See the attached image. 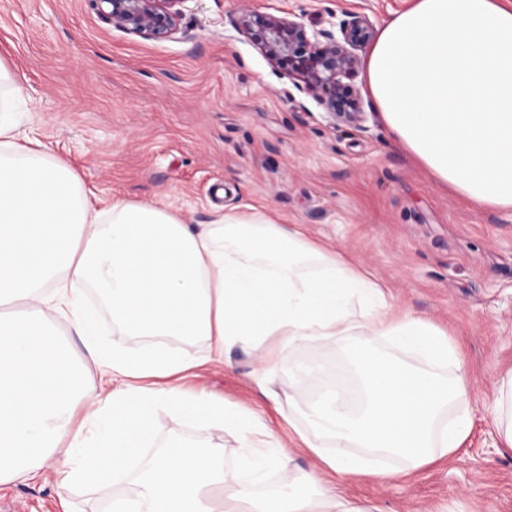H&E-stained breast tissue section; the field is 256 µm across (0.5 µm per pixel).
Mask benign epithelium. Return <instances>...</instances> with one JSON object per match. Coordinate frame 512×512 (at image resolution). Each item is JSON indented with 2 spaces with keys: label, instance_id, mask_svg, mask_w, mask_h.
Instances as JSON below:
<instances>
[{
  "label": "benign epithelium",
  "instance_id": "7a95c632",
  "mask_svg": "<svg viewBox=\"0 0 512 512\" xmlns=\"http://www.w3.org/2000/svg\"><path fill=\"white\" fill-rule=\"evenodd\" d=\"M101 19L129 34L165 41L180 29L188 0H91ZM329 29L309 28L301 21L245 11L235 22L239 33L268 59L298 77L300 90L327 111L334 124L365 129L366 112L357 91L347 83L357 72V51L371 39L366 16L345 12Z\"/></svg>",
  "mask_w": 512,
  "mask_h": 512
}]
</instances>
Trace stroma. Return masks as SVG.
Here are the masks:
<instances>
[{
	"label": "stroma",
	"mask_w": 512,
	"mask_h": 512,
	"mask_svg": "<svg viewBox=\"0 0 512 512\" xmlns=\"http://www.w3.org/2000/svg\"><path fill=\"white\" fill-rule=\"evenodd\" d=\"M405 0H188L174 39L105 24L91 0H0V60L19 76L21 130L79 173L97 208L172 204L187 223L251 206L302 224L370 270L393 303L446 329L471 390V434L454 458L392 481L353 478L348 497L381 512H512V449L487 403L512 369V209L482 208L437 184L390 136L363 74L352 80L365 129L329 122L233 25L253 10L328 27L331 14L381 28ZM130 351L200 355L203 338L130 336ZM266 348L229 352L187 372L184 391L258 413L280 438L288 424L259 392ZM151 456L195 430L166 410L151 422ZM0 512H62L55 478L0 489Z\"/></svg>",
	"instance_id": "obj_1"
}]
</instances>
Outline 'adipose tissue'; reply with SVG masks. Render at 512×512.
<instances>
[{
  "instance_id": "1",
  "label": "adipose tissue",
  "mask_w": 512,
  "mask_h": 512,
  "mask_svg": "<svg viewBox=\"0 0 512 512\" xmlns=\"http://www.w3.org/2000/svg\"><path fill=\"white\" fill-rule=\"evenodd\" d=\"M367 90L392 137L434 180L481 207L512 208V0H410L379 30L364 60ZM18 77L0 61V86ZM0 97V486L51 469L64 512L75 489L122 480L153 437L157 409L192 422L144 466L143 489L107 512H378L345 497L352 477L390 480L450 458L466 441L469 390L447 331L409 312L365 271L253 208L216 212L200 228L153 200H117L99 211L79 174L29 139ZM99 293L113 322L141 336H198L200 356L137 353L109 344L87 304ZM81 341L74 350L63 328ZM268 343L266 366L285 350L318 344L344 356L362 382L348 407L336 392L309 398L308 373L288 365V394L269 377L262 395L307 400V429L280 441L253 413L184 394L172 376L223 363L225 349ZM420 358L387 359L380 343ZM106 385L91 391L87 370ZM160 377L161 389L143 387ZM234 436L254 480L284 473L256 493L225 469L213 430ZM313 470L294 472V448ZM397 458L381 469L372 456ZM334 482H327V475Z\"/></svg>"
}]
</instances>
